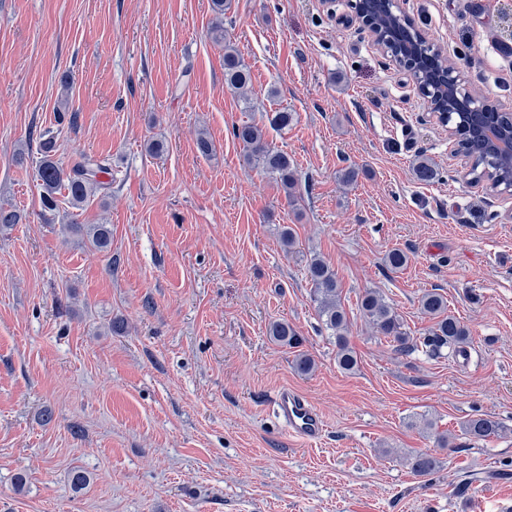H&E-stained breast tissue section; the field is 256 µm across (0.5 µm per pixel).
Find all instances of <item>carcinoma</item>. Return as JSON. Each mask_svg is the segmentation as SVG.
<instances>
[{
	"instance_id": "carcinoma-1",
	"label": "carcinoma",
	"mask_w": 512,
	"mask_h": 512,
	"mask_svg": "<svg viewBox=\"0 0 512 512\" xmlns=\"http://www.w3.org/2000/svg\"><path fill=\"white\" fill-rule=\"evenodd\" d=\"M211 2L215 15L212 26L214 40L224 44V84L243 93L248 89L249 71L233 43L224 35V10L227 8V0ZM371 20L372 25L381 33L383 42H388L397 32L403 40L417 45L420 54H433L431 45L421 39L415 27L406 24L404 18L380 12L372 14ZM468 103L467 98L459 101L443 99L448 120L455 121V134L462 141L469 135ZM266 120L270 128L284 130L294 122L295 113L286 109L277 110L266 114ZM231 135L243 145L245 159L273 179L289 202H295L299 196L300 177L288 153L272 147L265 140L262 127L256 123L235 124ZM54 138L51 130L39 135L43 158L37 169V181L42 189V205L49 211L59 209L62 203L72 209H80L91 196L110 188L112 182L99 179V175L109 173V169L90 162L64 168L52 158ZM414 173L419 181L425 183L433 182L438 177L434 164L422 156L417 159ZM470 175L475 182H492L491 188L498 192L512 191V147L493 155L478 156ZM75 230L87 237L92 249L98 252L110 249L111 225L77 224ZM307 276L313 285L319 319L335 339L336 364L342 371L351 372L357 367L358 359L346 336L347 312L339 296L340 287L336 273L322 258L316 256L308 262ZM420 306L434 320V325L428 335L414 337L407 333L402 318L379 291L368 289L358 301L363 315L369 319L379 335L388 339L394 352L398 354L409 355L421 350L431 356H441L446 350L451 353L458 352L469 343V330L456 317L448 314V302L442 294L434 289L425 292L420 298ZM269 336L286 346L297 341L295 331L285 321L273 323L269 327ZM502 430L501 422L482 414L474 415L462 424V433L474 442L487 441L498 436ZM408 466L414 475L427 477L435 472L438 461L432 456L420 454L409 458Z\"/></svg>"
}]
</instances>
